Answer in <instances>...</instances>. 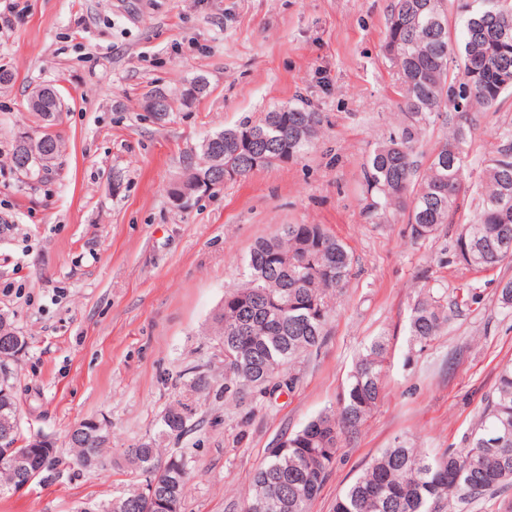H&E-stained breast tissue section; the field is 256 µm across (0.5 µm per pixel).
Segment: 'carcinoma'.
<instances>
[{"label": "carcinoma", "mask_w": 512, "mask_h": 512, "mask_svg": "<svg viewBox=\"0 0 512 512\" xmlns=\"http://www.w3.org/2000/svg\"><path fill=\"white\" fill-rule=\"evenodd\" d=\"M446 0H395L384 49L397 67L402 119L370 153L364 167L365 211L380 224L392 211L407 213L413 240H432L445 224L457 225L453 255L465 269L483 271L512 261V123L490 134L481 193L475 213L462 218L461 200L470 192L468 164L476 114L498 112L512 96V0H456L463 17L452 30ZM198 76L180 91L188 105L207 92ZM31 111L41 120L55 117L50 88ZM444 116L448 135L419 159L417 143L432 118ZM323 124L320 113L282 106L257 122L206 136L187 163L183 179L225 172L227 180L298 157ZM352 268L347 247L321 224H289L253 245L244 261L241 284L224 297L213 335L224 341V394L250 386L260 395L293 387L292 367L301 355L318 350L325 339L331 298L346 287ZM448 289L430 281L410 307L411 343L423 351L448 324ZM388 345L377 337L352 369L338 408L328 409L270 449L253 475L244 501L265 502L267 512H310L336 464L347 437L357 433L385 396ZM195 414L190 402L169 406L161 432L179 437ZM0 417L18 419L9 378H0ZM81 427L95 438L72 434L77 461L102 457L109 438L106 425L87 420ZM137 476L155 483L158 500L183 501L189 471L182 453L161 456L150 440L129 449ZM56 456L34 453L37 479L55 465ZM512 481V361L502 365L484 417L463 448L428 455L413 442L396 439L381 451L336 499L333 512H440L455 498L463 505L483 499Z\"/></svg>", "instance_id": "1"}]
</instances>
